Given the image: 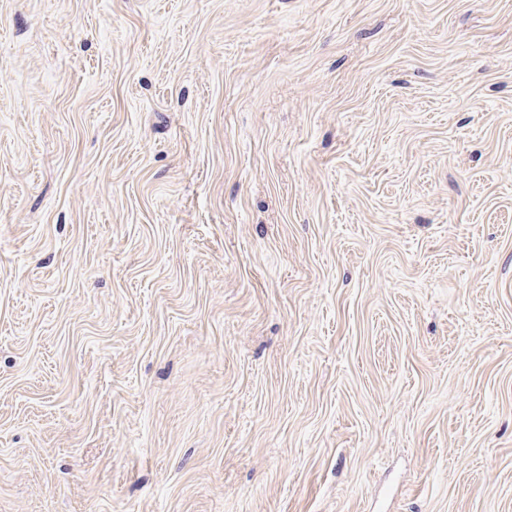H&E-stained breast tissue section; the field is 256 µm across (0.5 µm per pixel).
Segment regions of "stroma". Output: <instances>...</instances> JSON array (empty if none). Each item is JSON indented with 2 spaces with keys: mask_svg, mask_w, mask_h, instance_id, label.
Listing matches in <instances>:
<instances>
[{
  "mask_svg": "<svg viewBox=\"0 0 512 512\" xmlns=\"http://www.w3.org/2000/svg\"><path fill=\"white\" fill-rule=\"evenodd\" d=\"M0 512H512V0H0Z\"/></svg>",
  "mask_w": 512,
  "mask_h": 512,
  "instance_id": "1",
  "label": "stroma"
}]
</instances>
